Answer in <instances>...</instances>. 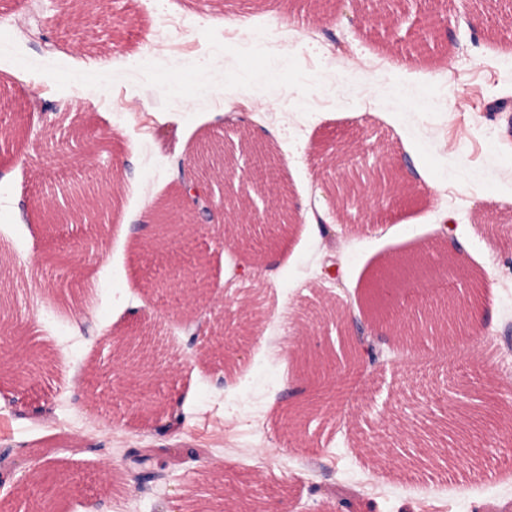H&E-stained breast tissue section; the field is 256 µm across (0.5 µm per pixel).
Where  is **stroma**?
I'll return each mask as SVG.
<instances>
[{"mask_svg":"<svg viewBox=\"0 0 512 512\" xmlns=\"http://www.w3.org/2000/svg\"><path fill=\"white\" fill-rule=\"evenodd\" d=\"M0 0V289L13 316L0 339V499L37 512L21 481L56 462L74 483L57 512H197L208 499L252 497L263 512H512V428L488 420L486 464L409 467L405 448L432 409L470 390L472 406L512 403V0ZM257 152L239 166L275 163L299 222L286 249L219 243L198 214L171 262L201 257L208 304L194 276L158 262L149 203L180 188V165L207 138ZM352 142L347 166L404 159L412 196L364 198L339 218L318 170L320 145ZM127 179L102 224H71L80 279L53 286L41 256L48 230L35 206H65L79 178ZM460 243L462 269L448 267ZM419 255L436 278L399 290L400 305L484 277L483 344L414 342L372 322L368 285L384 263ZM336 267L337 278L325 270ZM265 300L256 330L239 329L246 289ZM349 308L379 357L327 370L296 360L300 344L339 350L322 306ZM206 321L226 352L188 348L184 322ZM149 327L159 377L155 413L112 374L109 341ZM284 336L266 349L260 336ZM48 365L21 386L26 350ZM336 390L334 404L287 426L289 408ZM168 448L182 462L141 491L131 450ZM434 492H425V485ZM473 487L468 496L456 486Z\"/></svg>","mask_w":512,"mask_h":512,"instance_id":"obj_1","label":"stroma"}]
</instances>
